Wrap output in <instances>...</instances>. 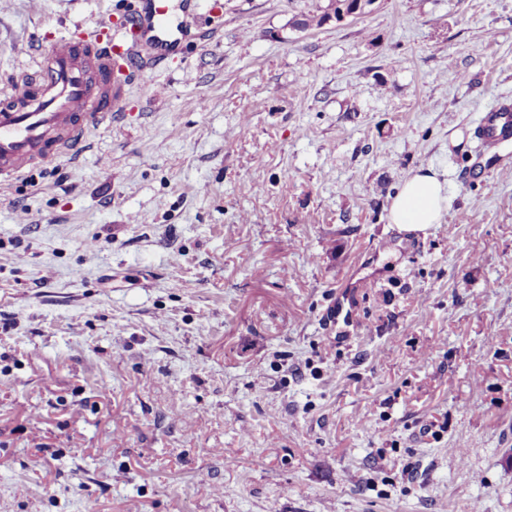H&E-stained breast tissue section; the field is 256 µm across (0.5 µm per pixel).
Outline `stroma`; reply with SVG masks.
I'll use <instances>...</instances> for the list:
<instances>
[{
	"instance_id": "stroma-1",
	"label": "stroma",
	"mask_w": 512,
	"mask_h": 512,
	"mask_svg": "<svg viewBox=\"0 0 512 512\" xmlns=\"http://www.w3.org/2000/svg\"><path fill=\"white\" fill-rule=\"evenodd\" d=\"M143 4L0 0V86ZM168 4L111 127L0 188V512H512V0ZM373 3L374 0H330L326 8L325 24L333 20L342 22L348 18L362 17L369 12ZM474 132L487 151H495L512 140V105L504 103L483 112ZM448 206L445 181L430 167L419 168L402 184L394 196L389 223L401 231L418 232L431 224L440 223Z\"/></svg>"
}]
</instances>
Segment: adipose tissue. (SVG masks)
Masks as SVG:
<instances>
[{
	"label": "adipose tissue",
	"instance_id": "adipose-tissue-1",
	"mask_svg": "<svg viewBox=\"0 0 512 512\" xmlns=\"http://www.w3.org/2000/svg\"><path fill=\"white\" fill-rule=\"evenodd\" d=\"M448 206V191L432 168H419L402 184L394 196L389 221L399 230L418 232L440 223Z\"/></svg>",
	"mask_w": 512,
	"mask_h": 512
}]
</instances>
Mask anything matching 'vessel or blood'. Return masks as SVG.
<instances>
[{
    "mask_svg": "<svg viewBox=\"0 0 512 512\" xmlns=\"http://www.w3.org/2000/svg\"><path fill=\"white\" fill-rule=\"evenodd\" d=\"M150 50L153 65L177 51L175 27L166 0H147L113 32L86 27L81 37L58 40L40 80L0 90V188L65 156H76L99 127L119 110L124 82L116 72L117 53L137 59ZM488 151L512 140V105L483 113L476 127Z\"/></svg>",
    "mask_w": 512,
    "mask_h": 512,
    "instance_id": "1",
    "label": "vessel or blood"
}]
</instances>
